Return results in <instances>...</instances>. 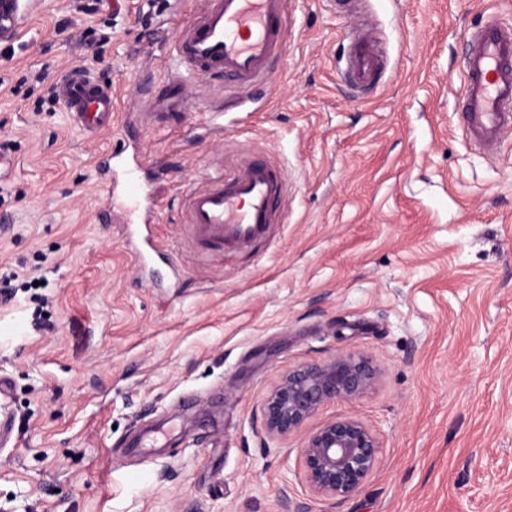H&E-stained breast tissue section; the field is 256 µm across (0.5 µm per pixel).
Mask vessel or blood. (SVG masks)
Returning a JSON list of instances; mask_svg holds the SVG:
<instances>
[{"mask_svg": "<svg viewBox=\"0 0 512 512\" xmlns=\"http://www.w3.org/2000/svg\"><path fill=\"white\" fill-rule=\"evenodd\" d=\"M286 0H205L204 10L182 26L175 67L161 93L147 103L157 112H178L191 78H230L244 86L268 75L285 41ZM462 110L475 142L487 145L512 133V24L497 15L469 34ZM380 68L372 46L357 41L345 79L366 87L377 83ZM73 124L96 134L112 124V92L86 70L62 76L53 86ZM287 194L283 169L261 160L245 161L233 177L211 175L192 189L186 224L198 253L250 251L281 223Z\"/></svg>", "mask_w": 512, "mask_h": 512, "instance_id": "obj_1", "label": "vessel or blood"}]
</instances>
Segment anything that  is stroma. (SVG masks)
Here are the masks:
<instances>
[{"mask_svg": "<svg viewBox=\"0 0 512 512\" xmlns=\"http://www.w3.org/2000/svg\"><path fill=\"white\" fill-rule=\"evenodd\" d=\"M203 0H23L0 44V376L12 417L0 512H512V137L463 130L468 33L512 0H288L262 89L195 79L184 110L88 135L52 94L75 69L119 113L158 92ZM385 67L341 76L357 29ZM147 167L148 227L172 266L138 262L95 160ZM283 167L285 223L250 254L199 260L187 194L249 158ZM367 356L352 415L379 461L342 502L303 478L301 437L262 442L289 369ZM170 420L165 448L125 445Z\"/></svg>", "mask_w": 512, "mask_h": 512, "instance_id": "obj_1", "label": "stroma"}]
</instances>
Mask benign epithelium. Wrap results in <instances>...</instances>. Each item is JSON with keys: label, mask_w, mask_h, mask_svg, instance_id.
I'll use <instances>...</instances> for the list:
<instances>
[{"label": "benign epithelium", "mask_w": 512, "mask_h": 512, "mask_svg": "<svg viewBox=\"0 0 512 512\" xmlns=\"http://www.w3.org/2000/svg\"><path fill=\"white\" fill-rule=\"evenodd\" d=\"M22 0H0V43L16 35ZM370 360L337 354L314 365L289 371L275 384L261 407L265 440H286L330 401H352L376 382ZM380 442L360 420L337 417L308 433L300 448L304 478L311 491L340 501L356 494L374 470Z\"/></svg>", "instance_id": "7a95c632"}]
</instances>
